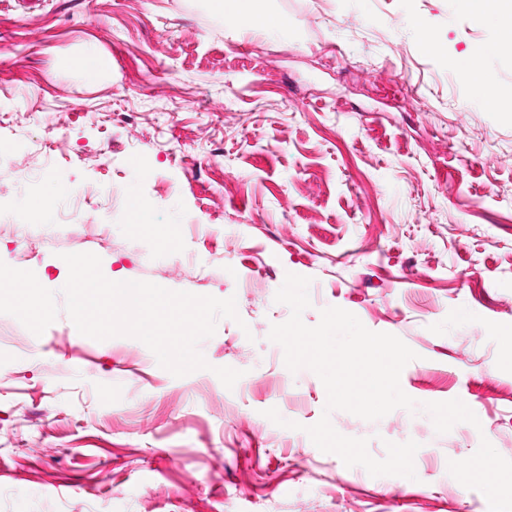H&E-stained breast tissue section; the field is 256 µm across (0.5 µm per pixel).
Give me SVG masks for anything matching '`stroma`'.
I'll use <instances>...</instances> for the list:
<instances>
[{
  "label": "stroma",
  "instance_id": "stroma-1",
  "mask_svg": "<svg viewBox=\"0 0 512 512\" xmlns=\"http://www.w3.org/2000/svg\"><path fill=\"white\" fill-rule=\"evenodd\" d=\"M271 8L290 38L238 33L206 0H0V272L41 279L48 305L35 327L0 305V512H489L448 463L484 438L512 459V345L493 332L512 326V114L448 70L497 31L452 0ZM86 53L93 82L70 65ZM132 194L177 246L129 223ZM82 252L108 278L235 297L199 345L208 369L81 335L62 288ZM289 273L311 280L306 325L338 306L398 336L418 355L402 390L478 425L325 412L268 338ZM325 413L377 459L417 441L415 479L320 451L306 429Z\"/></svg>",
  "mask_w": 512,
  "mask_h": 512
}]
</instances>
